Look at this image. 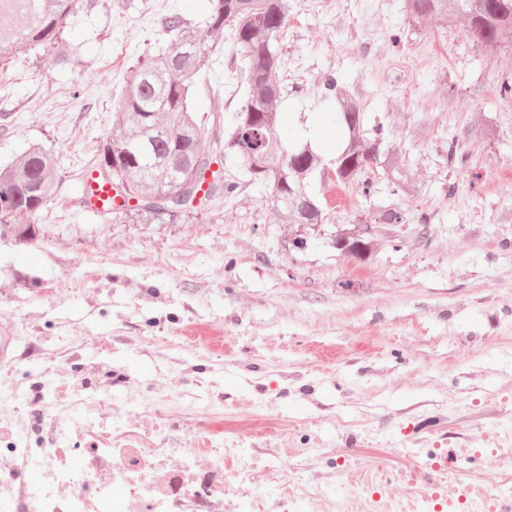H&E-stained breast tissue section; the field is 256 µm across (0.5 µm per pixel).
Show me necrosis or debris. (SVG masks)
I'll list each match as a JSON object with an SVG mask.
<instances>
[{
	"label": "necrosis or debris",
	"mask_w": 512,
	"mask_h": 512,
	"mask_svg": "<svg viewBox=\"0 0 512 512\" xmlns=\"http://www.w3.org/2000/svg\"><path fill=\"white\" fill-rule=\"evenodd\" d=\"M49 394L42 383L31 384L24 396V411L14 419L0 413L8 440L0 448V512H224V502L237 496L235 512H248L240 500L241 487L254 464L251 449L205 438L204 449L161 448L153 438L121 424H100L78 418L90 407L93 396H78L58 407L61 418L51 434H43L37 419L44 414ZM86 442L75 441V433ZM211 456V467L193 472L186 463L198 454ZM167 458L166 471L144 483H129L130 471L152 472L159 458ZM238 464L224 473L222 464ZM37 466L38 479L24 478ZM124 494H115L116 486ZM512 491V474L492 486H461L454 501L434 494L422 499L425 512H495L505 491ZM295 500L320 499L334 512H406L403 501L373 491L367 498L338 499L334 487L322 484L284 485Z\"/></svg>",
	"instance_id": "4bbe7bcc"
}]
</instances>
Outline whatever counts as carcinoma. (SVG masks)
I'll use <instances>...</instances> for the list:
<instances>
[{
    "label": "carcinoma",
    "mask_w": 512,
    "mask_h": 512,
    "mask_svg": "<svg viewBox=\"0 0 512 512\" xmlns=\"http://www.w3.org/2000/svg\"><path fill=\"white\" fill-rule=\"evenodd\" d=\"M75 0H0V59L26 53L36 47H52L74 21ZM207 28L233 33L235 72L247 85L246 99L236 113L235 128L224 140H214L215 152L238 156L244 172L238 177L212 173L208 189L205 172L209 157L197 150L208 134L206 123L189 110L196 74L214 48L185 26L174 13L165 24L174 34L172 47L158 54L138 57L131 67L124 91L112 102L115 135L101 150L99 163L87 174L96 181L122 186L111 197L106 211L122 218L148 215L172 217L162 210L169 194L184 195L188 205L198 191L203 200L217 203L233 197L245 184L271 189L270 203L284 224H303L316 230L328 221L321 202L309 191L315 177L338 185L356 184L364 196L374 190L372 167L394 189L407 183L401 154L389 145V130L377 122L366 127L362 100L338 87L329 76L325 95L336 99L334 122L342 139L336 158L327 168L310 143L288 148L277 128L278 104L283 97L280 77V38L287 24L288 0H207ZM415 20L434 18L454 23L468 17V35L488 54L512 46V0H405ZM247 127L259 138L247 144L238 129ZM54 158L39 147L29 148L23 161L0 171V237L16 241L36 233L32 224H20L17 215L35 219L52 195ZM135 198L139 205L130 207ZM400 210L383 206L374 215L376 224H403ZM330 244L344 256L364 258L371 251L372 230L366 225L331 236Z\"/></svg>",
    "instance_id": "1"
}]
</instances>
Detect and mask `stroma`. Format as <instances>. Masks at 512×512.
Segmentation results:
<instances>
[{
    "instance_id": "stroma-1",
    "label": "stroma",
    "mask_w": 512,
    "mask_h": 512,
    "mask_svg": "<svg viewBox=\"0 0 512 512\" xmlns=\"http://www.w3.org/2000/svg\"><path fill=\"white\" fill-rule=\"evenodd\" d=\"M54 49L0 64V167L33 145L57 160L56 188L23 243L0 239V380L50 386L57 403L95 393L94 420L128 419L178 440L205 430L259 459L254 512H285L286 481L368 495L345 472L381 471L387 491L423 496L447 457L462 475L512 472V50L496 55L463 26L413 21L404 0H294L280 42L282 141L318 126L336 155L327 75L388 126L407 185L372 197L319 187L322 233L283 224L268 188L175 218L122 222L82 202L86 168L111 138L112 98L145 52L166 50L167 15L204 33L205 0H75ZM217 47L193 108L231 131L246 86ZM456 142L461 163L448 162ZM394 205L365 259L326 234ZM306 236L304 248L292 245ZM134 397L131 409L126 398Z\"/></svg>"
}]
</instances>
